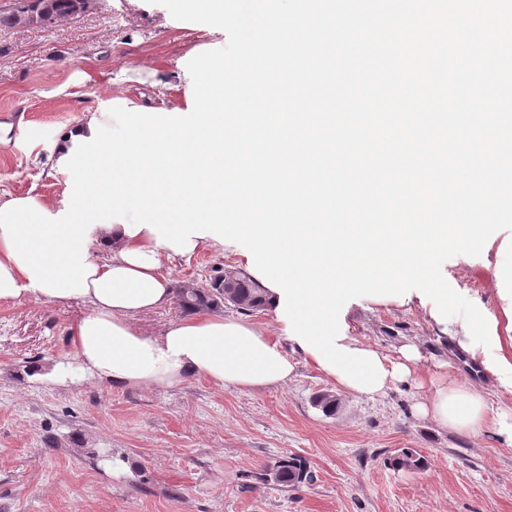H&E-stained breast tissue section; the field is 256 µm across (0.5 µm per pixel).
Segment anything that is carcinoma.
Wrapping results in <instances>:
<instances>
[{
  "label": "carcinoma",
  "mask_w": 512,
  "mask_h": 512,
  "mask_svg": "<svg viewBox=\"0 0 512 512\" xmlns=\"http://www.w3.org/2000/svg\"><path fill=\"white\" fill-rule=\"evenodd\" d=\"M87 0H13L12 5L0 10V25H50L82 11ZM183 312L214 311L229 305L241 314L250 315L266 309L262 289L250 277L226 267L213 268L206 285L184 284L176 288ZM390 466L397 470H416L426 461L416 450L403 448L389 458ZM311 472L306 460L295 454H284L273 465L264 466L256 475L258 483L295 486L310 481Z\"/></svg>",
  "instance_id": "obj_1"
}]
</instances>
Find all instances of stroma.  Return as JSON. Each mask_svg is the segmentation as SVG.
I'll list each match as a JSON object with an SVG mask.
<instances>
[{
	"label": "stroma",
	"instance_id": "obj_1",
	"mask_svg": "<svg viewBox=\"0 0 512 512\" xmlns=\"http://www.w3.org/2000/svg\"><path fill=\"white\" fill-rule=\"evenodd\" d=\"M213 26L174 0H153L149 10L91 0L80 17L47 28L0 27V192L60 201L69 177L46 167L56 131L78 123L122 69L130 96L154 99L145 71L173 67ZM83 70L96 72V83L68 88ZM224 265L240 267L238 252L213 244L168 272L174 284H200ZM445 267L451 287L506 325L499 291L512 289V231ZM84 312L41 300L0 304V512H512V444L489 428H440L414 410L442 361L494 405L512 408V393L419 308L351 307V335L393 359L405 343L423 353L415 379L373 400L339 389L287 343L296 371L284 387L227 390L193 377L115 388L76 373L57 378L56 365L74 361L68 329ZM320 393L337 399L334 415L314 406ZM400 448L416 449L426 468L388 466ZM286 453L308 462L312 482L255 483V472Z\"/></svg>",
	"mask_w": 512,
	"mask_h": 512
}]
</instances>
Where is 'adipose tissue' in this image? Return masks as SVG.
I'll return each mask as SVG.
<instances>
[{"mask_svg":"<svg viewBox=\"0 0 512 512\" xmlns=\"http://www.w3.org/2000/svg\"><path fill=\"white\" fill-rule=\"evenodd\" d=\"M159 89L156 107L186 109L188 84L180 68L148 72ZM87 260L96 271L85 294L67 296L86 312L69 329L83 374L115 387L151 388L200 377L226 389L283 387L295 372L286 353L240 317L190 313L156 336L133 324L136 317L167 305L172 281L164 263L177 260L149 229L128 234L120 223L95 226ZM0 238V303L44 299ZM422 417L459 432L493 426L512 443V410L494 407L466 383L439 379L433 394L417 403Z\"/></svg>","mask_w":512,"mask_h":512,"instance_id":"adipose-tissue-1","label":"adipose tissue"}]
</instances>
